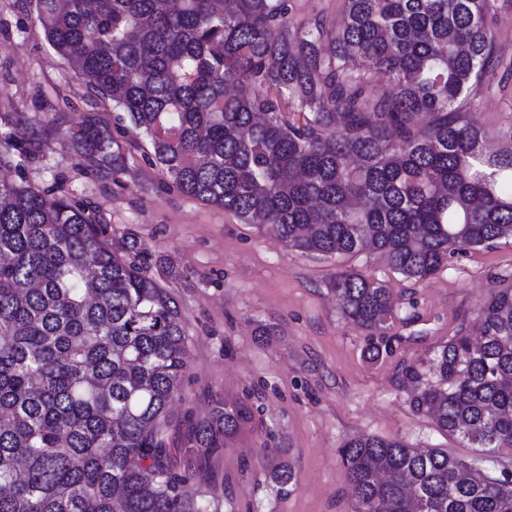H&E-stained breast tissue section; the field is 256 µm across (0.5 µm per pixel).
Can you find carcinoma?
<instances>
[{"label":"carcinoma","mask_w":512,"mask_h":512,"mask_svg":"<svg viewBox=\"0 0 512 512\" xmlns=\"http://www.w3.org/2000/svg\"><path fill=\"white\" fill-rule=\"evenodd\" d=\"M294 0H35L45 38L112 104L123 134L180 193L260 224L287 247L365 250L416 283L448 258L512 238V147L460 104L496 75L490 0H344L343 23L297 21ZM388 90L369 91L372 79ZM296 112L298 118L288 119ZM62 123L0 134L19 167ZM87 173L119 181L125 148L89 119L69 130ZM161 258L100 208L26 180L0 182V512H222L173 463L170 409L187 371L181 310ZM341 314L386 335V285L331 276ZM481 333L410 366L412 406L467 447L512 449V288L492 286ZM217 402L188 454L213 455L251 422ZM358 512H512V474L441 448L354 437L340 449ZM269 479L291 485L285 463Z\"/></svg>","instance_id":"cac0c4a2"}]
</instances>
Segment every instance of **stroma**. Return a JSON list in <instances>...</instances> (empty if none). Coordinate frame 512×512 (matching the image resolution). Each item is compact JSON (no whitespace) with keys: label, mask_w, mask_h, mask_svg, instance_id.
<instances>
[{"label":"stroma","mask_w":512,"mask_h":512,"mask_svg":"<svg viewBox=\"0 0 512 512\" xmlns=\"http://www.w3.org/2000/svg\"><path fill=\"white\" fill-rule=\"evenodd\" d=\"M500 61L493 80L473 92L466 119L487 129L498 147L512 146V0H491ZM78 127L92 118L114 137L122 129L111 104L93 97L47 44L34 0H0V133L22 120L38 129L56 116ZM148 143L127 154L119 183L84 172L67 137L26 166L1 167L0 180L98 204L112 238L137 234L165 258L163 283L177 299L188 338L183 397L174 422L206 417L215 401L257 406L253 420L209 457L172 454L191 468L194 487L223 496L224 512H357L339 449L354 436L399 440L412 448L477 454L438 430L412 407L407 367L428 369L440 346L473 328L489 285L512 287V239L449 258L417 284L390 269L379 254L323 259L288 249L223 208L181 194L152 165ZM354 268L386 282L400 315L386 336L345 320L326 284ZM270 335L258 336L262 326ZM383 344L371 357L370 344ZM287 463L294 480L280 490L269 462Z\"/></svg>","instance_id":"35a3bbf8"}]
</instances>
